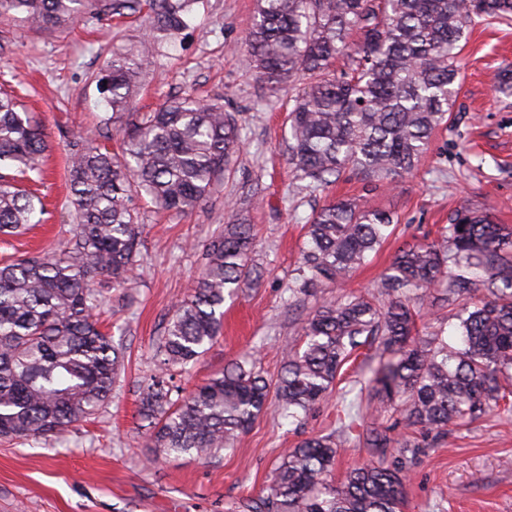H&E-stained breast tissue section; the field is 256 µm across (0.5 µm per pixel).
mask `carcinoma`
Instances as JSON below:
<instances>
[{
	"label": "carcinoma",
	"mask_w": 512,
	"mask_h": 512,
	"mask_svg": "<svg viewBox=\"0 0 512 512\" xmlns=\"http://www.w3.org/2000/svg\"><path fill=\"white\" fill-rule=\"evenodd\" d=\"M198 0H0V17L65 30L100 14L143 9L152 24L134 54L107 59L97 89L108 108L97 135L69 142L66 201L72 217L60 252L0 264V441L59 439L110 400L124 353L94 320L101 287L124 288L140 261L139 210L146 196L176 214L202 206L241 148L238 120L220 99L193 96L153 112L132 111L136 82L158 42L188 29ZM511 21L512 0H256L250 63L273 92L300 77L288 113L290 163L314 188L345 172L395 181L414 172L448 122L460 76L458 49L484 21ZM119 140V152L111 147ZM48 143L17 98L0 92V235L20 236L45 211L25 183L43 179ZM12 173H7V170ZM394 216L338 199L305 225L298 287L343 282L395 231ZM251 225L235 212L205 252L202 273L169 318L157 349L159 374L142 386L140 416L154 461L208 459L232 447L270 396L291 424L331 392L336 433L288 449L266 494L240 512H402L406 454L389 429L361 424L362 393L337 388L343 366L367 347L376 364L358 383L394 406L408 428L442 434L498 407L512 393V228L469 208L439 236L406 244L372 294L327 300L302 322V344L283 352L275 382L244 354L224 372L172 398L164 374L194 364L222 335L224 303L259 277ZM443 287L456 347L442 331L415 330L416 292ZM355 442L381 462L330 480L339 449ZM391 458L390 464L382 460Z\"/></svg>",
	"instance_id": "obj_1"
}]
</instances>
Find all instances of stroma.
Here are the masks:
<instances>
[{
	"instance_id": "1",
	"label": "stroma",
	"mask_w": 512,
	"mask_h": 512,
	"mask_svg": "<svg viewBox=\"0 0 512 512\" xmlns=\"http://www.w3.org/2000/svg\"><path fill=\"white\" fill-rule=\"evenodd\" d=\"M255 5L199 0L177 47H160L144 73L134 111L187 95L220 97L241 125L244 144L196 211L170 214L148 199L139 201L143 261L133 274L134 301L126 303L121 289H106L101 316L105 331L125 348L120 384L95 419L72 428L66 443H0V512H233L241 499L264 493L285 449L335 430V399L294 431L272 401L233 449L206 460L186 455L150 461L149 434L137 413L140 389L156 369V349L175 306L202 271L207 245L224 229L229 203L247 206L252 263L261 276L225 303L222 337L194 367L177 374V385L187 392L248 352L268 379H276L281 352L299 343L310 311L340 292L372 289L400 246L436 237L456 209L512 225V95L496 92L493 81L498 73H512V22L479 25L469 35L459 53L448 124L435 133L413 174L386 184L348 172L336 184L312 190L288 163L290 91H270L250 67L245 40ZM148 27L144 16L120 25L106 17L65 32L0 18V86L14 87L49 143L37 190L45 219L27 234L0 237V260L61 249L71 222L65 206L69 142L94 136L104 110L92 75L112 53L134 51ZM339 198L393 212L399 224L343 288L290 300L302 226ZM398 418L377 396L364 421L390 426L392 438L425 448L406 468L404 512H512V412L492 413L439 437L403 428Z\"/></svg>"
}]
</instances>
